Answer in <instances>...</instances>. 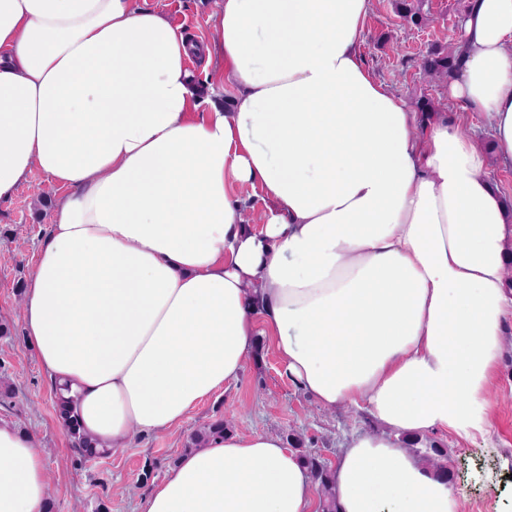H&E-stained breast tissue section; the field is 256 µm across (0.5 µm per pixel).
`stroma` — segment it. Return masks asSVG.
Masks as SVG:
<instances>
[{"label":"stroma","instance_id":"35a3bbf8","mask_svg":"<svg viewBox=\"0 0 512 512\" xmlns=\"http://www.w3.org/2000/svg\"><path fill=\"white\" fill-rule=\"evenodd\" d=\"M467 0H424L425 24H406L395 0H372L360 51L375 79L406 107L427 97L445 104L449 119H462L481 146L492 133L479 113L449 100L445 84L427 78L421 61L431 46L455 38ZM197 40L214 36L215 0H146ZM63 186L33 174L6 200H0V423L32 434L41 452L52 492L50 512H138L140 496L160 483L186 453L195 430L226 418L240 431L279 437L295 435L303 450L328 467L353 434L375 429L364 410H328L283 374L270 341H263L238 381L203 400L182 424L150 435H133L127 447L86 458L58 420L54 389L41 370L24 331L20 303L39 244L47 235L51 203ZM507 345L496 374L492 426L485 439L470 442L431 432L418 444L448 451L450 486L460 512H512V316L506 320Z\"/></svg>","mask_w":512,"mask_h":512}]
</instances>
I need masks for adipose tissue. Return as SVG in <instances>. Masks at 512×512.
I'll use <instances>...</instances> for the list:
<instances>
[{
    "mask_svg": "<svg viewBox=\"0 0 512 512\" xmlns=\"http://www.w3.org/2000/svg\"><path fill=\"white\" fill-rule=\"evenodd\" d=\"M371 0H220L196 41L140 0H0V200L66 187L25 286V334L93 453L180 424L268 337L326 409L362 407L338 512H458L405 437L477 441L512 314V0H469L448 93L481 148L421 122L359 52ZM235 90L204 112L192 58ZM267 202L246 222L242 188ZM34 438L0 424V512H46ZM141 512H316L279 437L185 453ZM487 177L497 186L503 198L512 201V166H506L492 159L486 171Z\"/></svg>",
    "mask_w": 512,
    "mask_h": 512,
    "instance_id": "adipose-tissue-1",
    "label": "adipose tissue"
}]
</instances>
